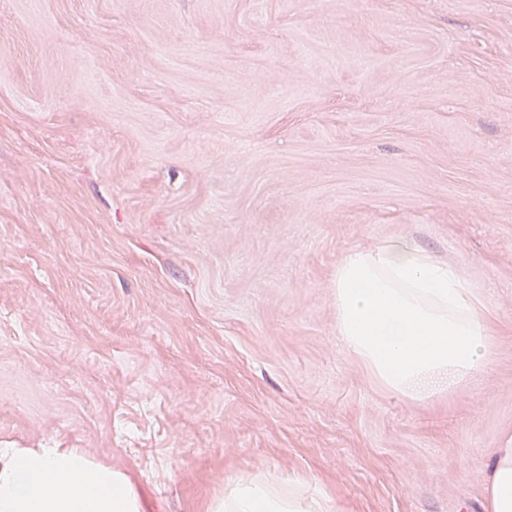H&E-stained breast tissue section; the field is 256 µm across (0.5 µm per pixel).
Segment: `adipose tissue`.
I'll return each instance as SVG.
<instances>
[{"mask_svg": "<svg viewBox=\"0 0 512 512\" xmlns=\"http://www.w3.org/2000/svg\"><path fill=\"white\" fill-rule=\"evenodd\" d=\"M486 512H512V437L485 457ZM0 512H146L129 478L75 448H0ZM211 512H334L331 499L298 483L241 478Z\"/></svg>", "mask_w": 512, "mask_h": 512, "instance_id": "adipose-tissue-1", "label": "adipose tissue"}]
</instances>
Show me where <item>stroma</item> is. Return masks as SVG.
Returning <instances> with one entry per match:
<instances>
[{
  "label": "stroma",
  "mask_w": 512,
  "mask_h": 512,
  "mask_svg": "<svg viewBox=\"0 0 512 512\" xmlns=\"http://www.w3.org/2000/svg\"><path fill=\"white\" fill-rule=\"evenodd\" d=\"M410 239L483 300L489 370L388 393L333 274ZM150 512L239 476L336 512H484L512 436V0H0V447Z\"/></svg>",
  "instance_id": "1"
}]
</instances>
